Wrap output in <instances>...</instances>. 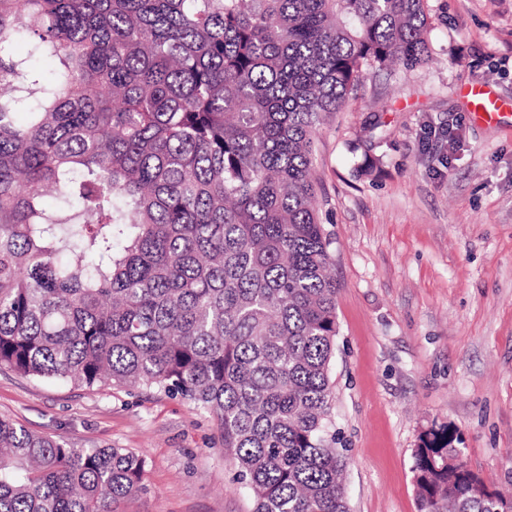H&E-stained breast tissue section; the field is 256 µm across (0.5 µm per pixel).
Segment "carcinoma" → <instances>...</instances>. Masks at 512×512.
Wrapping results in <instances>:
<instances>
[{
	"mask_svg": "<svg viewBox=\"0 0 512 512\" xmlns=\"http://www.w3.org/2000/svg\"><path fill=\"white\" fill-rule=\"evenodd\" d=\"M424 2L0 0V367L179 394L254 512H349L313 136L366 69L428 64ZM459 443L420 436L419 512H500ZM148 491L142 454L0 417V512Z\"/></svg>",
	"mask_w": 512,
	"mask_h": 512,
	"instance_id": "cac0c4a2",
	"label": "carcinoma"
}]
</instances>
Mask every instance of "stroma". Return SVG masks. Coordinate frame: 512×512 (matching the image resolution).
Masks as SVG:
<instances>
[{
    "instance_id": "1",
    "label": "stroma",
    "mask_w": 512,
    "mask_h": 512,
    "mask_svg": "<svg viewBox=\"0 0 512 512\" xmlns=\"http://www.w3.org/2000/svg\"><path fill=\"white\" fill-rule=\"evenodd\" d=\"M425 9L430 63L368 70L314 137L350 512H418L413 451L443 424L474 472L512 491V0ZM475 81L507 102V120H471L460 90ZM0 416L78 448L143 453L150 491L123 512L253 510L215 421L181 396L0 368Z\"/></svg>"
}]
</instances>
